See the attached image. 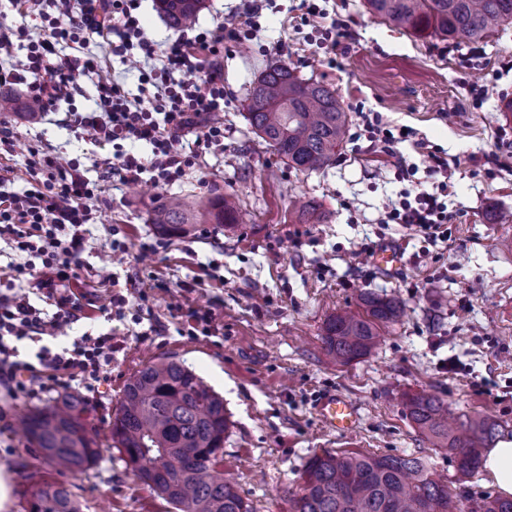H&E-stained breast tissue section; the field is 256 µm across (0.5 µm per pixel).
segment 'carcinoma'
<instances>
[{
  "instance_id": "1",
  "label": "carcinoma",
  "mask_w": 512,
  "mask_h": 512,
  "mask_svg": "<svg viewBox=\"0 0 512 512\" xmlns=\"http://www.w3.org/2000/svg\"><path fill=\"white\" fill-rule=\"evenodd\" d=\"M205 0H156L170 27L196 23ZM368 12L414 34L452 44L477 43L512 24V0H365ZM247 120L288 168L310 173L336 159L349 124L342 99L328 85L304 79L296 69L273 64L249 90ZM235 195L214 192L199 201L179 196L156 204L149 222L167 237H182L197 224L239 223ZM399 302L374 292L359 310L328 317L321 336L330 361L349 365L384 340L398 321ZM403 406L422 434L448 449L462 477L479 468L482 450L499 435V424L479 417L448 430V405L431 394L404 395ZM74 396L35 407L21 419L29 445L60 471H83L97 461V432ZM229 418L224 399L200 376L174 360H160L126 381L111 422L112 440L136 477L179 512H251L234 483L219 470ZM162 459L159 468L147 465ZM301 495L293 512H453L448 486L434 479L421 458L403 454L338 451L315 454L303 466ZM479 512H512V498H489ZM29 512H79L69 487L47 482L32 493Z\"/></svg>"
}]
</instances>
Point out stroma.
<instances>
[{
	"instance_id": "stroma-1",
	"label": "stroma",
	"mask_w": 512,
	"mask_h": 512,
	"mask_svg": "<svg viewBox=\"0 0 512 512\" xmlns=\"http://www.w3.org/2000/svg\"><path fill=\"white\" fill-rule=\"evenodd\" d=\"M324 14L305 24L302 0H264L253 37L224 50V145L199 169L170 186L150 179H113L96 147L66 129L65 113L94 105L90 78L57 111L6 118L17 133L13 165L23 171L30 148L77 160L97 183L96 222L89 225L77 280L86 292V317L72 335L110 327L101 315L119 282L147 295L141 309L119 322V349L86 405L97 430L99 456L83 472L57 473L16 431L17 415L51 403L55 392L13 398L0 390V468L11 480L7 512H28L31 494L56 480L69 485L80 512H176L133 475L116 447L110 422L128 377L169 358L184 363L224 398L230 429L221 468L234 478L253 512H289L303 465L325 450L412 454L428 460L460 512L497 497L485 471L459 478L453 454L434 447L410 421L404 394L426 393L448 405L459 423L477 415L497 421L500 440L512 441V27L480 44H448L390 27L363 0H319ZM352 36L339 45L323 39L335 16ZM336 56L337 68L326 59ZM330 84L345 105L363 102L385 120L415 128L426 143L401 152L419 167L430 148L450 163L448 242L420 255L413 231L382 223L383 208L410 190L397 181L383 153L346 137L335 164L302 174L288 169L246 120V97L271 63ZM491 86L480 98V86ZM235 194L242 221L234 229L200 224L180 238L159 237L148 222L156 201L172 194L201 199ZM314 200L317 224L297 220L290 195ZM158 242L145 262H109L113 240ZM397 253L380 266L373 251ZM398 297L404 307L373 353L348 366L329 362L321 340L327 318L356 308L363 291ZM207 314L209 335H188L190 312ZM456 369H449V359ZM333 391L359 407L353 432L329 430L314 411Z\"/></svg>"
}]
</instances>
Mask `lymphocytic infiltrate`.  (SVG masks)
Returning a JSON list of instances; mask_svg holds the SVG:
<instances>
[{"label":"lymphocytic infiltrate","instance_id":"obj_1","mask_svg":"<svg viewBox=\"0 0 512 512\" xmlns=\"http://www.w3.org/2000/svg\"><path fill=\"white\" fill-rule=\"evenodd\" d=\"M12 9L40 22L42 33L29 40L26 59H10L12 31H0V86L23 85L43 111H54L72 100L76 78L94 79L93 108L70 112L64 123L81 139L111 146L108 166L120 181L135 183L150 175L155 184L169 185L199 167L202 157L224 144V45L255 30L262 9L249 0L230 22L194 35L181 33L166 49H158L135 14L138 0H8ZM94 35L111 43L113 54L130 68L147 71L137 96L124 88L88 56L63 54L61 44H80ZM361 136L380 144L395 176L413 181L417 166L398 145L406 132L394 131L378 112L359 114ZM12 125L0 121V235H11L29 262L13 266L15 280L26 292H0V388L15 398L80 383L96 394L116 349L111 332L80 336L65 343L68 329L83 317L81 296L63 285L76 275L85 249L82 228L90 223L95 186L70 163L47 151L30 150L26 186L15 190L17 177L7 158L14 151ZM148 146V155L125 151V144ZM447 158L434 156L427 170L438 182L436 192L420 191L385 207V221L416 232L423 247L448 241ZM52 302L53 313L31 304V294ZM39 345L33 359H22L17 344Z\"/></svg>","mask_w":512,"mask_h":512}]
</instances>
